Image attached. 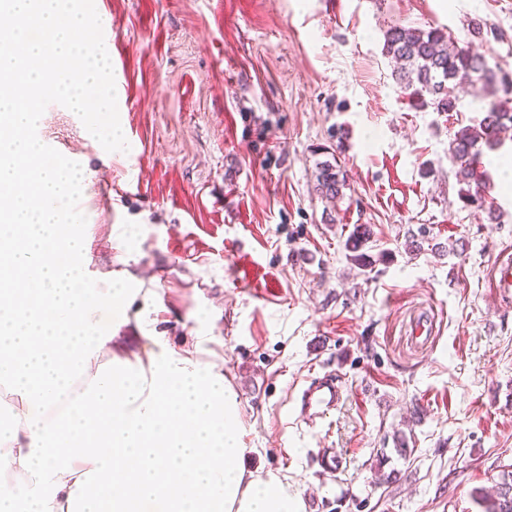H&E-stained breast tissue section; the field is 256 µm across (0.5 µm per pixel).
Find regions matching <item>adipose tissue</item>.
Wrapping results in <instances>:
<instances>
[{"instance_id":"ef3b65f1","label":"adipose tissue","mask_w":512,"mask_h":512,"mask_svg":"<svg viewBox=\"0 0 512 512\" xmlns=\"http://www.w3.org/2000/svg\"><path fill=\"white\" fill-rule=\"evenodd\" d=\"M0 387L20 403L0 428V512H305L278 475L247 470L224 368L155 327L135 278L94 288L62 199L84 186L46 164L31 131L43 93L92 112L107 68L66 0H0ZM135 321L145 352L118 331Z\"/></svg>"}]
</instances>
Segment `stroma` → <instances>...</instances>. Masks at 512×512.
I'll return each mask as SVG.
<instances>
[{
	"label": "stroma",
	"instance_id": "stroma-1",
	"mask_svg": "<svg viewBox=\"0 0 512 512\" xmlns=\"http://www.w3.org/2000/svg\"><path fill=\"white\" fill-rule=\"evenodd\" d=\"M112 29L101 111L43 98L38 139L91 178L76 210L99 288L153 289L171 344L203 336L240 409L247 469L275 472L306 512H492L512 481V303L488 287L512 249V186L481 167L492 211L463 207L449 134L490 93L439 112L399 87L392 25L444 28L512 72V0H75ZM493 37L474 36V26ZM119 126V148L102 137ZM347 176L318 196L320 163ZM371 268L349 260L357 225ZM246 269L261 291L239 288ZM430 312L431 344L408 335ZM338 379L310 423L300 397ZM343 458L324 472L316 454ZM338 380L322 379L311 385L303 391L301 397V410L309 413V417H304L312 421L310 416L323 419L342 398V388L338 385Z\"/></svg>",
	"mask_w": 512,
	"mask_h": 512
}]
</instances>
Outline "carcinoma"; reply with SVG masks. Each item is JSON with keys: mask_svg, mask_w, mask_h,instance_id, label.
<instances>
[{"mask_svg": "<svg viewBox=\"0 0 512 512\" xmlns=\"http://www.w3.org/2000/svg\"><path fill=\"white\" fill-rule=\"evenodd\" d=\"M383 52L396 63L395 77L401 88L422 106L452 112L460 89L477 83L500 86L503 96L488 104L476 125L454 131L448 141V155L457 167L459 199L466 206H484L481 175L476 165L483 148L499 143V135L512 129V74L473 51L467 42L441 29L394 25L383 35ZM344 173L326 164L319 169L316 192L332 201L343 195ZM371 233L357 230L348 242L353 261L361 268L372 266L371 255L363 252ZM495 512H512V483H502L496 491Z\"/></svg>", "mask_w": 512, "mask_h": 512, "instance_id": "obj_1", "label": "carcinoma"}]
</instances>
